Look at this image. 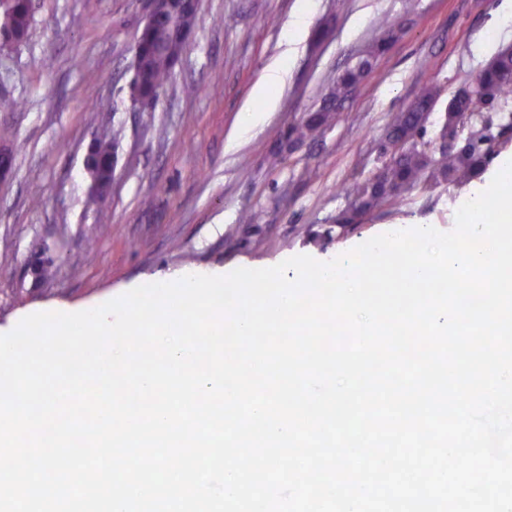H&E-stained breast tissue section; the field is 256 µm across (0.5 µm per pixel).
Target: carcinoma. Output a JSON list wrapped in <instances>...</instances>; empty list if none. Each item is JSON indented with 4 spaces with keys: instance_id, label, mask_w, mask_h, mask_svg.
<instances>
[{
    "instance_id": "carcinoma-1",
    "label": "carcinoma",
    "mask_w": 512,
    "mask_h": 512,
    "mask_svg": "<svg viewBox=\"0 0 512 512\" xmlns=\"http://www.w3.org/2000/svg\"><path fill=\"white\" fill-rule=\"evenodd\" d=\"M32 22V0H0V44L27 41ZM196 22L197 13L176 9L140 32L133 46L137 65L129 82L131 97L144 100L159 96L187 49ZM379 25L383 38L337 76L315 110L288 126L287 140L313 139L334 122L338 108L385 53L387 41L394 40L401 30V24L388 16L381 18ZM439 97L435 87L425 86L408 106L390 115L386 137L379 144L385 161L375 176L352 185L348 191L350 204L336 216V226L354 227L383 204L403 201L404 194L418 186H465L481 177L496 155L492 142L497 135L490 113L503 109L512 99V48H501L473 83L448 98L435 136L457 143L432 155L424 136ZM116 147L117 143L105 136L94 140L89 178L110 173Z\"/></svg>"
}]
</instances>
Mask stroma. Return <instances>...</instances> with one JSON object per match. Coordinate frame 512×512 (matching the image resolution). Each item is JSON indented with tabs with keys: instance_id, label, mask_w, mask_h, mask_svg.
Returning a JSON list of instances; mask_svg holds the SVG:
<instances>
[{
	"instance_id": "35a3bbf8",
	"label": "stroma",
	"mask_w": 512,
	"mask_h": 512,
	"mask_svg": "<svg viewBox=\"0 0 512 512\" xmlns=\"http://www.w3.org/2000/svg\"><path fill=\"white\" fill-rule=\"evenodd\" d=\"M303 0H200L194 37L155 105L130 106L133 45L145 0H34L27 42L0 57V112L15 132L12 175L0 188V330L41 312L89 310L181 271L265 268L296 255L331 260L377 235L417 226L452 231L455 213L512 157V141L482 180L457 189L416 188L358 226L335 229L345 188L383 164L390 113L424 84L443 106L500 47L512 45L505 0H313L296 47L284 31ZM402 32L316 141L280 149L289 124L316 109L336 76L381 34ZM53 57V68L42 65ZM288 73L252 135L238 137L242 109L265 67ZM187 84L199 94H184ZM116 137L112 191L90 201L83 159L94 134ZM279 160H272L273 151ZM248 172H241V161ZM252 223H240L241 213ZM331 229V239L316 233ZM51 263L36 279L34 264Z\"/></svg>"
}]
</instances>
